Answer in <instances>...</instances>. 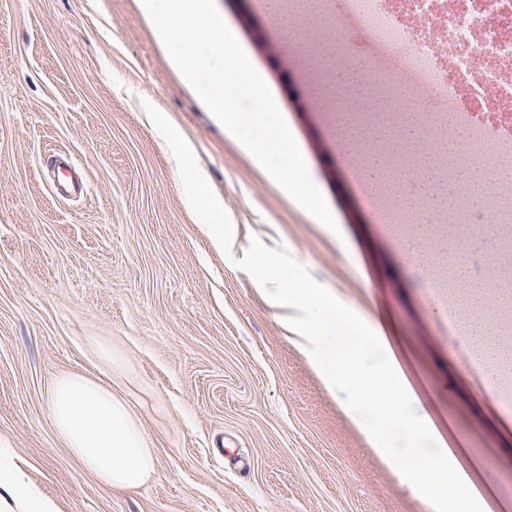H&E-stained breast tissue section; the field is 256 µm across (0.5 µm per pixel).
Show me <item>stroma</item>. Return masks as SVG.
I'll use <instances>...</instances> for the list:
<instances>
[{"label":"stroma","mask_w":512,"mask_h":512,"mask_svg":"<svg viewBox=\"0 0 512 512\" xmlns=\"http://www.w3.org/2000/svg\"><path fill=\"white\" fill-rule=\"evenodd\" d=\"M268 85L339 227L304 211L208 111L141 0H0V437L66 512H427L297 349L251 276V239L284 247L372 324L488 512H512V413L487 394L355 188L303 38L256 0H216ZM165 113L236 226L234 258L183 204ZM82 192L59 193L69 176ZM89 370L158 458L117 492L55 436L48 389Z\"/></svg>","instance_id":"stroma-1"}]
</instances>
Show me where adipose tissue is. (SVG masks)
Here are the masks:
<instances>
[{
	"label": "adipose tissue",
	"mask_w": 512,
	"mask_h": 512,
	"mask_svg": "<svg viewBox=\"0 0 512 512\" xmlns=\"http://www.w3.org/2000/svg\"><path fill=\"white\" fill-rule=\"evenodd\" d=\"M52 426L81 468L125 491L157 473V458L129 406L109 383L89 372L57 376L48 393ZM0 512H63L61 503L29 479L9 441L0 439Z\"/></svg>",
	"instance_id": "adipose-tissue-1"
}]
</instances>
